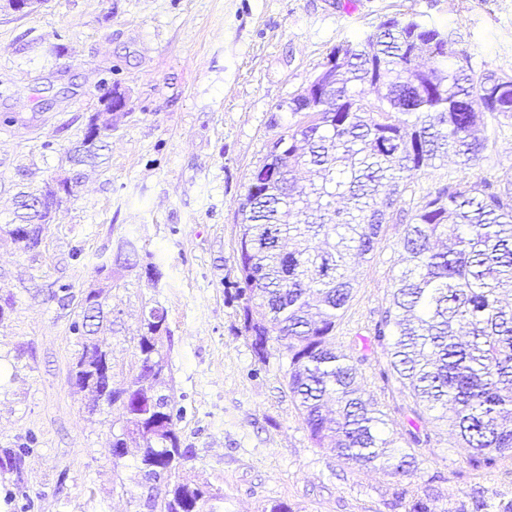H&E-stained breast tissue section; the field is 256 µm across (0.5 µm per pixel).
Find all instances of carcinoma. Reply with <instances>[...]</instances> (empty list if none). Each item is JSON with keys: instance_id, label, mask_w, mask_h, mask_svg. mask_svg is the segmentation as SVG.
<instances>
[{"instance_id": "obj_1", "label": "carcinoma", "mask_w": 512, "mask_h": 512, "mask_svg": "<svg viewBox=\"0 0 512 512\" xmlns=\"http://www.w3.org/2000/svg\"><path fill=\"white\" fill-rule=\"evenodd\" d=\"M346 59L336 90L308 100L309 115L288 126L285 173L257 168L238 209L250 248L240 260L235 298L242 300L244 330L266 364L265 344L276 340L288 355V389L314 444L332 448L346 464L396 478L418 469L426 420L454 436L473 470L512 466V177L445 184L411 215L398 241L404 268L389 304L373 328V343L409 399L408 428L394 429L377 399L365 395L351 357L332 345L337 322L352 298L345 270L353 258L373 254L400 189L452 152L475 166L487 147L484 114L512 113V75L477 71L453 62L443 35L414 20L392 19L362 42L330 55ZM376 95V102L368 94ZM98 117L90 118L75 163L99 159L107 142L87 144ZM307 168L312 178L293 176ZM78 179L63 177L40 193L15 197L14 227L28 228L23 250L39 246L50 209L73 193ZM102 290L82 294L89 322L74 323L82 350L71 384L109 405L121 403L128 434L140 445V470L171 474L190 457L163 389L167 361L160 343L167 313L142 311L132 384L96 377L99 359L112 355V321L105 319ZM30 448H0V471L13 476V494L27 498L24 463ZM429 478L423 492L399 485L393 496L410 498L409 512H429L440 496ZM214 497L176 483L150 512H217ZM446 512H512V499L493 500L474 489L453 499Z\"/></svg>"}]
</instances>
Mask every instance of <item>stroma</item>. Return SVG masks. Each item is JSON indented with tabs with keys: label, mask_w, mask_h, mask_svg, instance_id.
I'll use <instances>...</instances> for the list:
<instances>
[{
	"label": "stroma",
	"mask_w": 512,
	"mask_h": 512,
	"mask_svg": "<svg viewBox=\"0 0 512 512\" xmlns=\"http://www.w3.org/2000/svg\"><path fill=\"white\" fill-rule=\"evenodd\" d=\"M435 28L478 70L512 75V0H43L27 14L0 0V225L13 218L19 187L67 174V152L105 89L124 93L102 164L52 213L38 248L0 235V447L31 442L26 459L30 512H147L169 481L144 482L139 452L119 459L120 408L89 412L70 370L81 349L71 326L76 296L104 285L124 240L138 267L107 291L116 319L112 372L128 381L142 307L167 312L163 343L169 394L183 411L177 427L192 454L180 481L217 494L219 512H405L396 484L438 476L449 495L479 487L512 497V474L468 468L446 428L430 436L417 472L402 481L344 464L314 447L288 390V357L271 342L255 359L243 330L236 211L267 145L297 122L284 104L312 80L330 51L360 41L390 19ZM478 165L448 158L415 175L370 258L353 265V297L335 345L362 371L366 394L394 413L406 397L383 379L381 349L363 346L386 307L401 266L404 215L448 182H496L512 173V115L488 118ZM161 272L150 281L147 265ZM72 300H64V292ZM65 486H58L60 471Z\"/></svg>",
	"instance_id": "1"
}]
</instances>
